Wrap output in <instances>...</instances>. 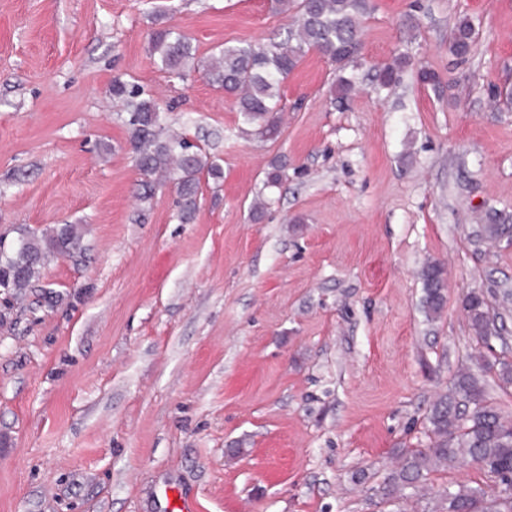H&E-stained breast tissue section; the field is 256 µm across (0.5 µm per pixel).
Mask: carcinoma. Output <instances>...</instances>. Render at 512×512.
Returning a JSON list of instances; mask_svg holds the SVG:
<instances>
[{"instance_id":"1","label":"carcinoma","mask_w":512,"mask_h":512,"mask_svg":"<svg viewBox=\"0 0 512 512\" xmlns=\"http://www.w3.org/2000/svg\"><path fill=\"white\" fill-rule=\"evenodd\" d=\"M279 12L294 11V23L285 35L260 45H224L202 69L224 93L236 100L248 129L247 135L274 138L280 133L276 98L280 85L314 51L336 67V90L347 97L356 86L346 75L362 48V20L366 0H274ZM477 34L473 21L459 20L450 35L449 53L458 60L472 52ZM151 49L159 54L161 69L172 79L182 80L195 67L188 39L171 30H161ZM410 64L401 54L378 68L374 81L379 90L391 91ZM112 95L126 109L129 146L141 175V199H150L156 188L170 182L180 199L182 219L188 221L197 207L200 174L221 178V168L208 161L182 134L165 131L161 111L144 91L120 80L112 84ZM483 237L499 241L512 236V214L490 209ZM83 233L78 224H58L41 236L25 231L7 250L0 243V289L21 297L34 287L40 270L58 256L82 254ZM422 309L429 317L445 306V277L442 265L433 261L421 270ZM465 309L475 335L483 339L491 322L490 310L479 293L467 296ZM430 444L406 448L386 473L378 492L385 498H413L426 502L421 512H512V421L504 419L488 403L483 386L468 371L459 372L451 389L439 395L427 416ZM458 461L476 462L493 481L481 485L459 484L433 491L428 476Z\"/></svg>"}]
</instances>
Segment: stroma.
Returning <instances> with one entry per match:
<instances>
[{"label": "stroma", "instance_id": "obj_1", "mask_svg": "<svg viewBox=\"0 0 512 512\" xmlns=\"http://www.w3.org/2000/svg\"><path fill=\"white\" fill-rule=\"evenodd\" d=\"M465 17L478 38L456 64ZM289 22L270 0H0V241L79 224L86 245L0 318V512H404L373 489L428 446L459 370L512 420L491 366L512 362V240L478 235L489 208L512 213V0H370L356 90L336 99L308 53L274 139L151 51L170 29L207 61ZM403 53L377 95L374 68ZM117 79L221 166L192 220L173 186L137 199ZM431 260L447 272L433 319ZM472 292L495 316L483 340ZM477 34L473 21L468 18L459 20L450 35L449 53L457 60H465L472 52ZM423 283L422 309L428 317L439 315L445 306V277L442 265L433 261L421 270ZM465 309L475 335L480 339L485 338L487 327L491 322L490 310L485 298L479 293H470L466 299Z\"/></svg>", "mask_w": 512, "mask_h": 512}]
</instances>
